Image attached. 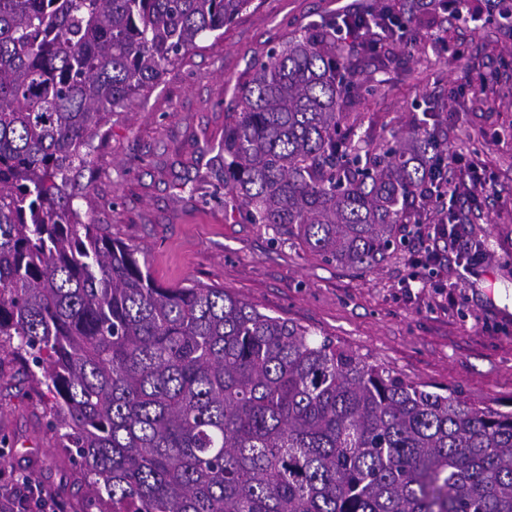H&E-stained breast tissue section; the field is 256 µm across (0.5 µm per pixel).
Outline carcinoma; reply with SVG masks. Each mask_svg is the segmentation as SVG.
Here are the masks:
<instances>
[{
  "label": "carcinoma",
  "mask_w": 512,
  "mask_h": 512,
  "mask_svg": "<svg viewBox=\"0 0 512 512\" xmlns=\"http://www.w3.org/2000/svg\"><path fill=\"white\" fill-rule=\"evenodd\" d=\"M254 0H0V366L74 465L62 512H512V410L410 383L219 284L166 286L81 219L92 141ZM377 68L415 43L412 3L375 0ZM328 16L288 34L224 123L229 202L325 261L372 268L403 224L422 113L354 139L377 86Z\"/></svg>",
  "instance_id": "carcinoma-1"
}]
</instances>
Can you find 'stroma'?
<instances>
[{"mask_svg":"<svg viewBox=\"0 0 512 512\" xmlns=\"http://www.w3.org/2000/svg\"><path fill=\"white\" fill-rule=\"evenodd\" d=\"M350 0H254L253 6L168 67L131 112L113 118L105 144L73 172L85 223L144 250L165 285L218 283L272 316L314 328L336 344L421 385L449 386L479 405L512 400V37L498 21L464 28L435 12L419 44L397 47L366 105L372 140L408 130L432 111L448 147L480 152L490 196L451 202L466 225L461 251L415 267L419 225H403L404 248L379 266L353 270L324 261L224 203V117L247 82L289 32L342 10ZM465 51L467 65L454 59ZM46 420L15 385L0 383V494L22 471L60 496L62 476Z\"/></svg>","mask_w":512,"mask_h":512,"instance_id":"obj_1","label":"stroma"}]
</instances>
